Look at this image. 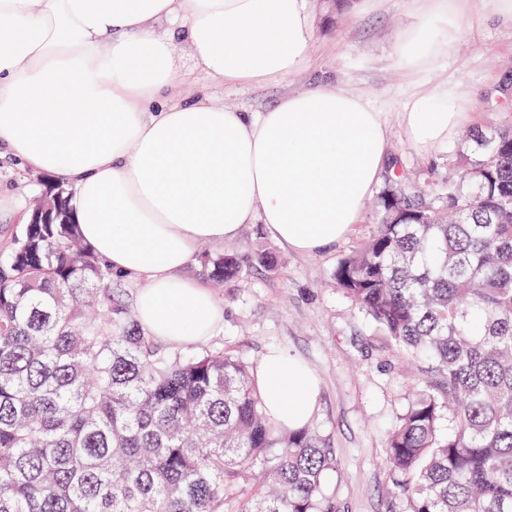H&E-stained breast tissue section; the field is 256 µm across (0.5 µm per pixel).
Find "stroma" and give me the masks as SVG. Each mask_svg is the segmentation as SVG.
<instances>
[{"label": "stroma", "mask_w": 512, "mask_h": 512, "mask_svg": "<svg viewBox=\"0 0 512 512\" xmlns=\"http://www.w3.org/2000/svg\"><path fill=\"white\" fill-rule=\"evenodd\" d=\"M314 28L306 64L271 83L210 84L211 101L242 112H261L285 95L322 82L364 96L383 112L391 151L440 196L448 161L460 135L432 156L405 139L399 112L409 97L439 84L459 86L468 101L463 129L512 123V23L499 19L487 0H472L470 29L452 53L410 74L394 58V43L413 16L409 0H304ZM379 215L367 204L348 238L319 254L275 244L282 262L269 273L246 275L215 288L224 323L207 340L258 364L279 349L319 378L312 425L336 455L324 479L336 512H407L395 498L382 464L390 426L409 403L411 380L393 346L331 284L338 262L373 233Z\"/></svg>", "instance_id": "stroma-1"}]
</instances>
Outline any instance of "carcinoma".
<instances>
[{
  "label": "carcinoma",
  "mask_w": 512,
  "mask_h": 512,
  "mask_svg": "<svg viewBox=\"0 0 512 512\" xmlns=\"http://www.w3.org/2000/svg\"><path fill=\"white\" fill-rule=\"evenodd\" d=\"M444 205L395 164L380 224L333 281L419 372L382 464L408 512H512V127L463 135ZM25 224L0 252V512H336V457L276 427L253 368L158 343L81 239ZM274 249L202 251L215 285Z\"/></svg>",
  "instance_id": "obj_1"
}]
</instances>
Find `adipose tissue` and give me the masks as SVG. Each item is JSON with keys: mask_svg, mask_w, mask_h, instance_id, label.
<instances>
[{"mask_svg": "<svg viewBox=\"0 0 512 512\" xmlns=\"http://www.w3.org/2000/svg\"><path fill=\"white\" fill-rule=\"evenodd\" d=\"M427 2L395 41L414 72L467 32L460 7ZM313 38L303 0H0V153L70 188L83 240L138 282L152 336L200 343L223 322L212 292L182 275L201 244L261 224L319 253L359 224L391 162L383 115L362 96L318 84L263 112L181 99L177 44L208 81L256 83L301 68ZM465 104L449 87L411 98L406 140L432 154ZM254 378L272 421L311 420L318 382L305 364L273 351Z\"/></svg>", "mask_w": 512, "mask_h": 512, "instance_id": "ef3b65f1", "label": "adipose tissue"}]
</instances>
